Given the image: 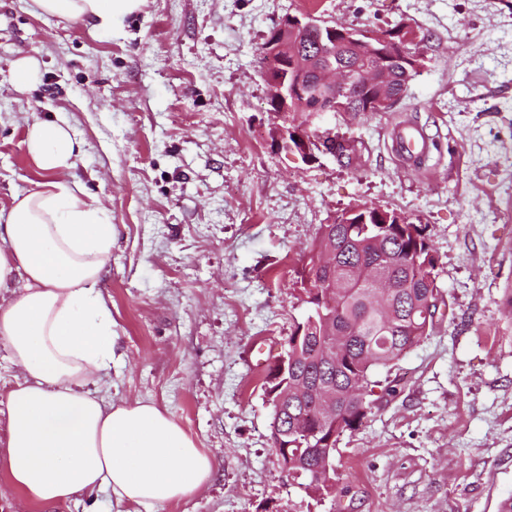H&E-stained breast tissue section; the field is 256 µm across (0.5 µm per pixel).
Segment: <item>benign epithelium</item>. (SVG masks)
Instances as JSON below:
<instances>
[{
  "label": "benign epithelium",
  "instance_id": "obj_1",
  "mask_svg": "<svg viewBox=\"0 0 512 512\" xmlns=\"http://www.w3.org/2000/svg\"><path fill=\"white\" fill-rule=\"evenodd\" d=\"M400 39L386 30H353L336 23H329L311 14L301 17L287 15L274 28L263 48L265 65L263 78L268 87V104L272 113L281 121L277 131V148L296 152L304 162L316 159L313 144L334 138L332 129H323L319 122L327 117L346 115L352 111L350 88L359 83L372 90L367 107L386 112L400 97L393 91L400 79L410 80V72L422 69V52L406 54L403 46L417 45V31L408 24L399 25ZM329 32L331 42L342 49L366 47L382 56L398 55L409 67L393 71L387 67L360 66L336 67V61L326 53H304L302 42L312 33ZM321 101V108L310 114L306 124L292 122V111L307 106L311 97Z\"/></svg>",
  "mask_w": 512,
  "mask_h": 512
}]
</instances>
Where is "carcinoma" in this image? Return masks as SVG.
I'll return each mask as SVG.
<instances>
[{
	"mask_svg": "<svg viewBox=\"0 0 512 512\" xmlns=\"http://www.w3.org/2000/svg\"><path fill=\"white\" fill-rule=\"evenodd\" d=\"M336 252V266L323 273L330 301L321 306L304 288V320L288 336V379H300L297 392L282 381H267L273 416L288 441V463L324 498L335 490V470L317 471L333 460L337 442L354 431L371 409L372 374L399 360L434 327L426 303L438 300L437 261L420 224L379 228L347 224L340 215L320 225L314 253L298 271L297 282L325 249Z\"/></svg>",
	"mask_w": 512,
	"mask_h": 512,
	"instance_id": "1",
	"label": "carcinoma"
}]
</instances>
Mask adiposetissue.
<instances>
[{"instance_id":"obj_1","label":"adipose tissue","mask_w":512,"mask_h":512,"mask_svg":"<svg viewBox=\"0 0 512 512\" xmlns=\"http://www.w3.org/2000/svg\"><path fill=\"white\" fill-rule=\"evenodd\" d=\"M144 2L34 0L41 14L94 30ZM24 144L44 179L0 213V343L20 372L0 469L37 504L104 493L117 512H161L198 493L215 461L154 402L100 395L114 358L112 309L99 288L112 225L68 178L81 151L68 125L33 120Z\"/></svg>"}]
</instances>
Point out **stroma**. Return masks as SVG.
I'll use <instances>...</instances> for the list:
<instances>
[{
    "label": "stroma",
    "mask_w": 512,
    "mask_h": 512,
    "mask_svg": "<svg viewBox=\"0 0 512 512\" xmlns=\"http://www.w3.org/2000/svg\"><path fill=\"white\" fill-rule=\"evenodd\" d=\"M307 11L423 40L392 111L337 117L349 163L274 142L261 49ZM26 56L40 80L20 90L10 70ZM36 117L70 125L74 175L113 228L102 395L154 401L215 459L205 488L164 512H498L512 496V0H146L95 34L0 0V209L42 179L24 145ZM408 123L436 143L424 162L396 155ZM364 204L425 225L440 306L433 332L376 370L321 499L271 446L257 357L280 355L304 315L294 281L320 225ZM0 512L115 510L102 493L49 506L8 493Z\"/></svg>",
    "instance_id": "1"
}]
</instances>
